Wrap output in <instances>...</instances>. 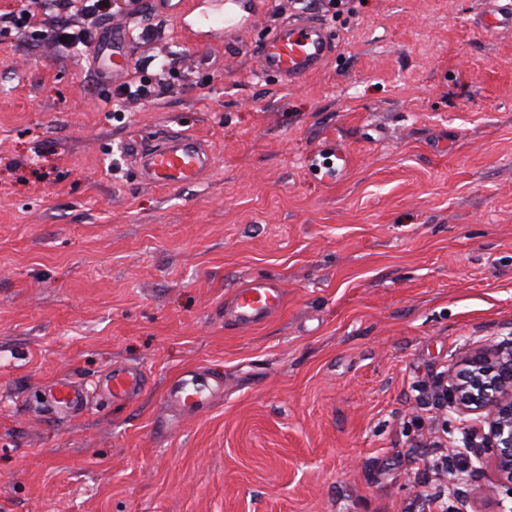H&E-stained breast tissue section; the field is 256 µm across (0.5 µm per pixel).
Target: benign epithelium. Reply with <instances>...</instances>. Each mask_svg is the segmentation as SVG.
<instances>
[{
	"mask_svg": "<svg viewBox=\"0 0 512 512\" xmlns=\"http://www.w3.org/2000/svg\"><path fill=\"white\" fill-rule=\"evenodd\" d=\"M464 368L443 374L436 386L440 407L477 415L467 448L478 459L490 456L495 489L512 492V337L463 360Z\"/></svg>",
	"mask_w": 512,
	"mask_h": 512,
	"instance_id": "1",
	"label": "benign epithelium"
}]
</instances>
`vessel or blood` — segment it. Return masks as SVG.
<instances>
[{
    "label": "vessel or blood",
    "mask_w": 512,
    "mask_h": 512,
    "mask_svg": "<svg viewBox=\"0 0 512 512\" xmlns=\"http://www.w3.org/2000/svg\"><path fill=\"white\" fill-rule=\"evenodd\" d=\"M112 34L95 48L96 60L105 80L119 84L128 77L131 41L128 25L141 9L140 0H117ZM243 0H224L220 12L202 13L199 21L206 26L221 25L233 30L246 24ZM476 22L486 36L493 37L512 29V0H482ZM336 49L329 26L313 17H303L280 24L256 48L258 69L274 73L295 84L318 70ZM130 156L139 166L144 183L159 187H179L198 180L211 164V152L191 135L167 130L150 140L134 139ZM282 290L268 279L252 277L236 288L226 309L227 319L237 328L249 329L263 324L281 306ZM143 376L123 365L113 366L99 378L96 389L113 400L132 398L140 391ZM83 384L64 380L55 387L52 404L80 411L86 398ZM170 399L185 410L209 401L210 392L194 380L178 378L169 390Z\"/></svg>",
    "instance_id": "vessel-or-blood-1"
}]
</instances>
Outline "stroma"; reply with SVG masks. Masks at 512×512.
I'll use <instances>...</instances> for the list:
<instances>
[{"label":"stroma","instance_id":"35a3bbf8","mask_svg":"<svg viewBox=\"0 0 512 512\" xmlns=\"http://www.w3.org/2000/svg\"><path fill=\"white\" fill-rule=\"evenodd\" d=\"M478 8L272 0L229 38L145 0L131 69H171L116 114L49 36L94 18L0 0V512H429L457 488L499 512L490 460L439 470L464 418L433 396L512 336V32L485 37ZM299 14L338 49L291 86L255 52ZM167 129L209 146L197 183L141 181L127 142ZM249 276L284 301L238 331ZM116 364L135 401L47 402ZM187 370L223 394L184 412ZM86 386L70 380H63L55 386L52 407H66L74 412L82 409L83 400L86 401Z\"/></svg>","mask_w":512,"mask_h":512}]
</instances>
